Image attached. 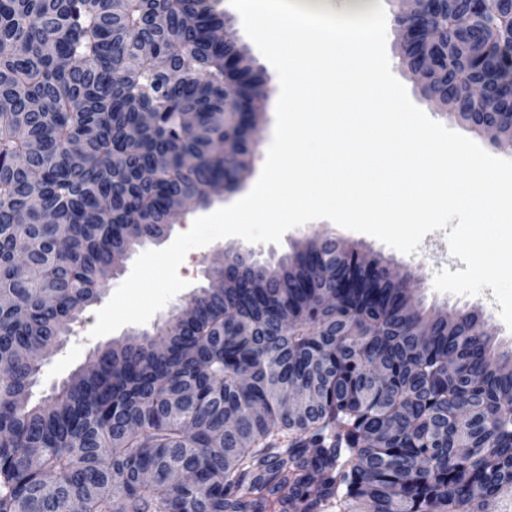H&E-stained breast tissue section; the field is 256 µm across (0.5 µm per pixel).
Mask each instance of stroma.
<instances>
[{"label":"stroma","mask_w":512,"mask_h":512,"mask_svg":"<svg viewBox=\"0 0 512 512\" xmlns=\"http://www.w3.org/2000/svg\"><path fill=\"white\" fill-rule=\"evenodd\" d=\"M217 9L223 12L225 20L230 23L239 43L245 46L250 55L255 58L257 65L264 71L269 94L265 102V112L260 126L257 150L261 153L267 152L274 134L275 107L280 91L277 72L247 37L242 27L240 15L230 5L229 0H218ZM386 49L392 72L405 86L410 100L435 121L453 131H461V124L448 113L439 111L430 104L423 97L414 80L403 69L395 31H388ZM260 173L259 165H251L245 181L234 191L213 197L209 207L191 206L183 210L177 222L171 224L167 234L162 239L151 242V249L159 250L169 246L176 236L182 232L189 217L208 215L210 210L231 205L246 196L258 180ZM323 236H331L357 245L361 250L371 251L391 260L399 268L410 270L417 285L415 300L420 303L422 308L430 311L447 309L450 311L478 312L484 330L491 335L492 341L498 349L503 351L512 349V329L508 328L502 320L499 314L500 306L495 301L491 289H483L480 294L474 296L456 295L435 289L434 276L436 272L444 269L454 272L465 267L464 262L460 259L449 257L448 244L438 240L435 241L432 250L428 251L421 247L418 248L416 253L405 255L367 234L343 229L326 219H317L288 230L284 234L281 243L278 244H256L238 237H228L190 251L187 255L188 265L181 267L179 270L180 276L187 282L186 288L173 297L165 307L156 312L151 322L142 326L129 324L111 334L99 338L90 337L89 332L96 323L97 311L107 304L115 290L131 272L132 262H125L121 272L101 285L97 300L88 306L79 319L72 324L69 334L65 336L62 343L42 360L37 383L34 387L35 397L40 398L53 394L65 380L89 361L97 349L102 348L105 344L124 340L145 330H152L154 323L167 317L177 306L198 292L201 287L207 285L208 263L216 251L231 249L252 255L254 259L260 262L274 264L292 253L294 246L299 241Z\"/></svg>","instance_id":"1"}]
</instances>
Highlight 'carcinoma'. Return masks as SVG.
<instances>
[{"label":"carcinoma","instance_id":"1","mask_svg":"<svg viewBox=\"0 0 512 512\" xmlns=\"http://www.w3.org/2000/svg\"><path fill=\"white\" fill-rule=\"evenodd\" d=\"M512 0H448L431 101L512 135ZM215 0H0V512H512V351L308 240L33 400L102 280L249 172L262 71ZM188 472V483L173 474Z\"/></svg>","mask_w":512,"mask_h":512}]
</instances>
